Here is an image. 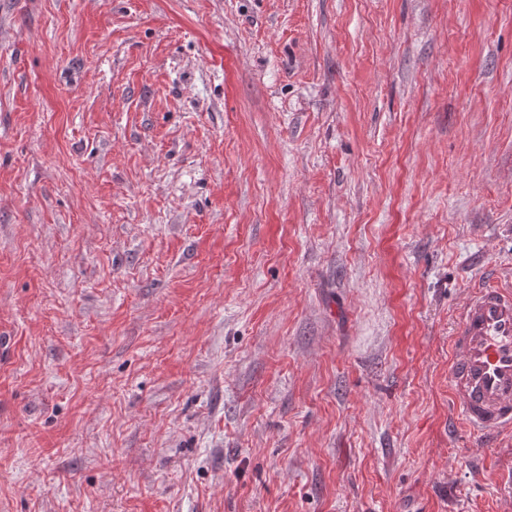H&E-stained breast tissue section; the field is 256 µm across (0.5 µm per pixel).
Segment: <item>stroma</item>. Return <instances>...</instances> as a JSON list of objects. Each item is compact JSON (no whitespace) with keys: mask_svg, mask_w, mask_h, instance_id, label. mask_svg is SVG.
I'll list each match as a JSON object with an SVG mask.
<instances>
[{"mask_svg":"<svg viewBox=\"0 0 512 512\" xmlns=\"http://www.w3.org/2000/svg\"><path fill=\"white\" fill-rule=\"evenodd\" d=\"M487 273L512 0H0V512H512ZM453 415L480 438L512 432V282L489 280L460 305L451 338Z\"/></svg>","mask_w":512,"mask_h":512,"instance_id":"35a3bbf8","label":"stroma"}]
</instances>
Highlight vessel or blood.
<instances>
[{"instance_id": "obj_1", "label": "vessel or blood", "mask_w": 512, "mask_h": 512, "mask_svg": "<svg viewBox=\"0 0 512 512\" xmlns=\"http://www.w3.org/2000/svg\"><path fill=\"white\" fill-rule=\"evenodd\" d=\"M453 415L489 438L512 432V282H482L462 302L451 338Z\"/></svg>"}]
</instances>
